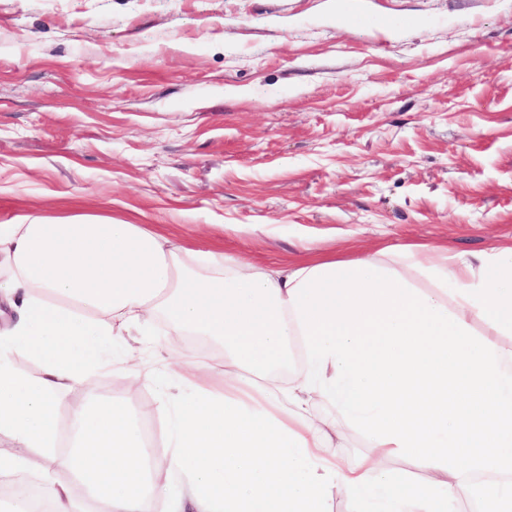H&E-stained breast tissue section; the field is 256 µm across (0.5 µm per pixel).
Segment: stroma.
Returning a JSON list of instances; mask_svg holds the SVG:
<instances>
[{"label":"stroma","mask_w":512,"mask_h":512,"mask_svg":"<svg viewBox=\"0 0 512 512\" xmlns=\"http://www.w3.org/2000/svg\"><path fill=\"white\" fill-rule=\"evenodd\" d=\"M75 215L255 264L512 244V0H0V224Z\"/></svg>","instance_id":"35a3bbf8"}]
</instances>
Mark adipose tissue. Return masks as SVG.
<instances>
[{"mask_svg":"<svg viewBox=\"0 0 512 512\" xmlns=\"http://www.w3.org/2000/svg\"><path fill=\"white\" fill-rule=\"evenodd\" d=\"M1 264L0 477L38 466L52 512H327L332 494L350 512H460L480 484L512 512V245L261 267L142 224L24 216L0 224ZM160 318L223 347V372L193 349L142 369L136 346ZM297 347L287 397L258 383ZM116 359L154 404L97 398ZM75 387L87 398L63 444ZM320 401L335 424L313 415ZM359 435L354 461L329 447ZM403 458L420 479L394 468Z\"/></svg>","mask_w":512,"mask_h":512,"instance_id":"obj_1","label":"adipose tissue"}]
</instances>
